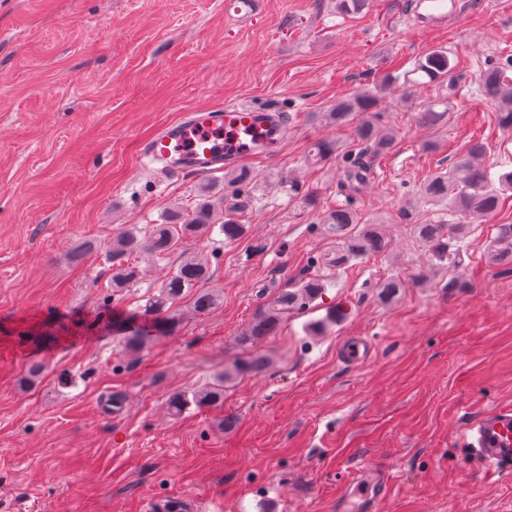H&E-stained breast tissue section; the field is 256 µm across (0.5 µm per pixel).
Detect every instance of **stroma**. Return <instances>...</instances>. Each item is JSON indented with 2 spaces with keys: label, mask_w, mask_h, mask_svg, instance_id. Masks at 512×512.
<instances>
[{
  "label": "stroma",
  "mask_w": 512,
  "mask_h": 512,
  "mask_svg": "<svg viewBox=\"0 0 512 512\" xmlns=\"http://www.w3.org/2000/svg\"><path fill=\"white\" fill-rule=\"evenodd\" d=\"M456 3L428 27L412 0H370L353 17L336 0H0V512H160L182 498L193 512H369L374 476L361 460L399 476L378 512H512V474L488 473L461 440L483 412L512 404V265L487 257L512 205L470 227L459 269L408 282L429 265L413 233L437 217L420 197L426 177L474 137L490 161L512 158V132L477 93L481 70L512 55V0ZM440 46L457 62L450 121L414 120L435 86L387 90L381 121L399 143L354 202L384 222L388 255L349 267L262 341L268 369L225 388L223 405L168 415L172 393L241 357L255 313L325 250L318 216L345 201L340 164L305 156L324 138L351 149L354 128L328 126L324 112ZM234 102L290 117L275 157L247 159L258 184L249 235L185 244L216 252L219 303L197 313L183 299L178 331L130 356L114 327L144 325L138 308L182 252L146 261V277L112 294L105 247L224 184L220 173L152 175L139 144ZM427 140L440 150L423 151ZM290 175L317 208L296 206ZM257 239L266 251L249 254ZM390 276L408 286L385 303L378 285ZM332 306L342 318L309 335ZM347 336L369 343L367 363L340 358ZM35 364L43 374L21 385Z\"/></svg>",
  "instance_id": "stroma-1"
}]
</instances>
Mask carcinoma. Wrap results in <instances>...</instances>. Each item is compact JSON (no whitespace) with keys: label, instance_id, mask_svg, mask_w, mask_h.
Here are the masks:
<instances>
[{"label":"carcinoma","instance_id":"carcinoma-1","mask_svg":"<svg viewBox=\"0 0 512 512\" xmlns=\"http://www.w3.org/2000/svg\"><path fill=\"white\" fill-rule=\"evenodd\" d=\"M367 5V0H336V12L347 16L359 14ZM454 67L455 61L448 48H433L415 60L411 71L401 73L390 69L373 88L336 100L330 111L324 113L325 121L336 127L351 124L356 115L360 117L354 127L355 148L342 154L336 142L321 140L307 156V161L314 165H324L339 156L343 162L338 188L346 203L322 210L319 220L320 232L328 241V249L320 262L330 274L310 275L280 290L271 303L255 314L242 342L254 345L274 335L284 319L306 312L327 288L334 285L335 276L352 262L389 251L383 222H368L353 207L355 196L373 175L372 160L390 154L398 145V130L382 124L377 115L382 95L400 81L419 84L411 79L414 74L427 79L429 84L442 86L450 80ZM478 87L484 101L494 106L497 125L511 131L512 58L507 56L484 70ZM451 111L448 98H436L416 113V122L424 127H435L446 122ZM486 155L485 142L471 140L447 170L430 174L420 188L424 202L439 208L442 215L438 220L414 225L416 240L429 252L435 268L458 267L467 229L491 220L512 198V163L504 160L489 164ZM224 187L236 197L237 206L224 209V200H215L210 191L203 188L191 209H170L159 223L149 225L143 232L132 228L117 233L106 246L103 257L112 271V290L126 288L145 275V269L131 261V256L138 252L162 260L178 250L187 238H209L215 232L224 236L227 242L246 237L249 225L241 219V212L255 187L253 171L243 165L226 170ZM488 254L495 263H512V224L497 225ZM211 277L208 255L196 252L182 256L176 270L162 277L142 308L141 315L151 318L155 335L176 331L178 320L170 310L187 295L192 296L193 309L198 313H206L217 305L219 295L204 288ZM379 287L382 297L389 300L406 284L396 276L387 278ZM149 340V333L132 330L122 338V344L129 353L136 354ZM267 367L268 361L261 355L238 359L216 375L212 384L190 393L170 395L168 409L178 416L192 405L198 409L219 405L224 401V385L241 376L262 372Z\"/></svg>","mask_w":512,"mask_h":512}]
</instances>
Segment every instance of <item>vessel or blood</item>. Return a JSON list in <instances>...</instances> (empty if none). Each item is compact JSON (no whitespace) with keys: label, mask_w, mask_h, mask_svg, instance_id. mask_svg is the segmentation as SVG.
Masks as SVG:
<instances>
[{"label":"vessel or blood","mask_w":512,"mask_h":512,"mask_svg":"<svg viewBox=\"0 0 512 512\" xmlns=\"http://www.w3.org/2000/svg\"><path fill=\"white\" fill-rule=\"evenodd\" d=\"M427 24L448 18V0H416ZM283 129L280 112L250 105L199 109L167 124L145 141L142 155L169 176L186 172L211 174L253 151L274 155ZM463 437L486 469L512 466V406H498L469 424Z\"/></svg>","instance_id":"b4317fda"}]
</instances>
